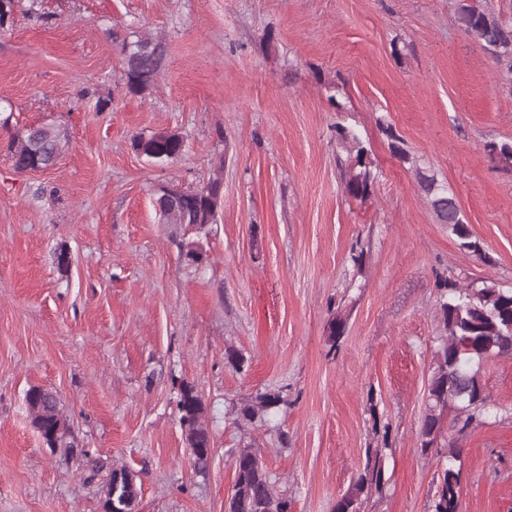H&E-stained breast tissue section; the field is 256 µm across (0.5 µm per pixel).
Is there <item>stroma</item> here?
<instances>
[{"label":"stroma","mask_w":512,"mask_h":512,"mask_svg":"<svg viewBox=\"0 0 512 512\" xmlns=\"http://www.w3.org/2000/svg\"><path fill=\"white\" fill-rule=\"evenodd\" d=\"M456 0H16L0 27V512H104L111 469L141 479L137 512H225L233 454L262 459L291 512H333L379 455L382 489L359 512H433L448 449L422 452L439 323L435 280L512 288V172L485 153L512 140V82L458 29ZM162 40L146 97L123 87L114 37ZM453 191L484 248L435 223L415 171L378 128ZM51 123L58 164L16 172L8 146ZM379 177L348 198L336 124ZM177 133L157 163L135 135ZM223 160L206 228L160 223L156 190L204 186ZM208 260L186 265L178 241ZM368 242L363 275L349 253ZM72 263L56 264L59 250ZM351 309L338 349L326 327ZM234 347L237 369L224 358ZM496 417L460 440L461 512H512V359L481 370ZM193 385L213 443L196 471L176 397ZM51 389L68 436L102 469L46 447L23 399ZM280 391L286 409L235 423L229 406ZM390 427L378 450L376 424Z\"/></svg>","instance_id":"1"}]
</instances>
